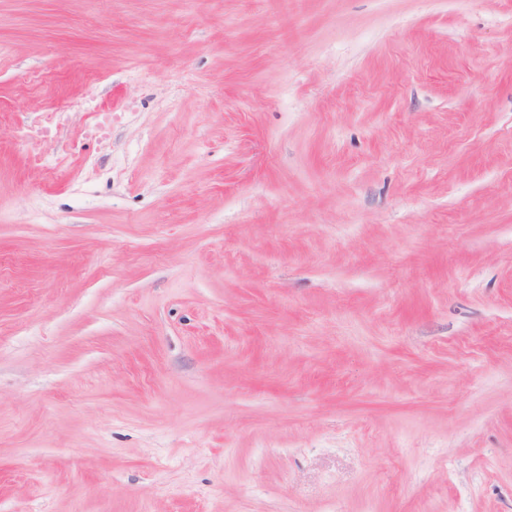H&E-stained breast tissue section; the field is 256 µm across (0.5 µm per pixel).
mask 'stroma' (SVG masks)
Wrapping results in <instances>:
<instances>
[{"label":"stroma","mask_w":512,"mask_h":512,"mask_svg":"<svg viewBox=\"0 0 512 512\" xmlns=\"http://www.w3.org/2000/svg\"><path fill=\"white\" fill-rule=\"evenodd\" d=\"M0 512H512V0H0Z\"/></svg>","instance_id":"obj_1"}]
</instances>
